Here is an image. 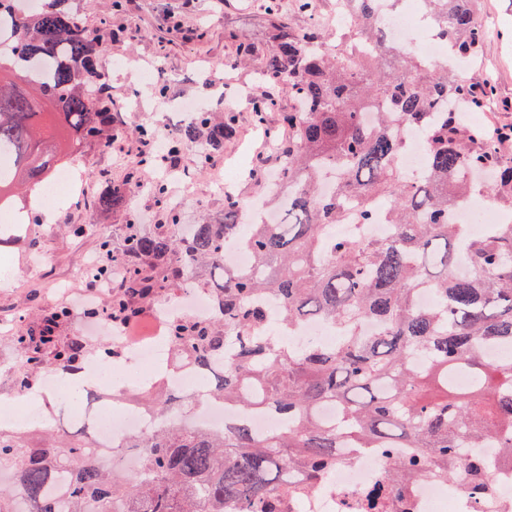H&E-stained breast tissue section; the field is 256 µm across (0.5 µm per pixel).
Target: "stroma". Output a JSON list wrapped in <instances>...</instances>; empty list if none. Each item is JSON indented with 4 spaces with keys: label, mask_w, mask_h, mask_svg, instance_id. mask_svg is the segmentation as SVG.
<instances>
[{
    "label": "stroma",
    "mask_w": 512,
    "mask_h": 512,
    "mask_svg": "<svg viewBox=\"0 0 512 512\" xmlns=\"http://www.w3.org/2000/svg\"><path fill=\"white\" fill-rule=\"evenodd\" d=\"M264 0H126L122 12L110 9V0H72L90 27L101 21L112 25L102 41L98 65L111 69L112 109L124 134L111 152L88 147L85 170L96 189L113 181L131 180L129 203L118 210L99 209L93 199L74 203L46 198L30 207L23 221L33 237L0 250V268L8 269L10 287H0V406H12L15 395L11 369L19 353L13 342L20 329L37 316L63 306L61 284L71 281L83 260L96 250L93 237L75 238L62 230L66 224H101L121 249L131 224L148 229L159 223L163 210L175 208L177 225L167 234L182 235L202 217L217 222L224 217V187L218 177L224 168L238 167V193L246 200L262 197L264 189L242 166L243 154L264 155L267 170L276 167L275 149L266 143L265 127L285 132L284 117L292 107L287 96L267 112L265 126L253 117V103L269 93L261 77L260 59L270 50L273 29ZM481 10L497 18L499 34L488 40L468 62V82L492 81L494 100L484 111L485 128L512 125V0H481ZM254 53L243 58L238 40ZM204 102L223 111L235 127L223 150L202 154L195 147L182 150L169 176L168 193L156 199L144 182L154 171L142 165L141 132L157 129L168 101ZM40 264L39 275L30 268Z\"/></svg>",
    "instance_id": "obj_1"
}]
</instances>
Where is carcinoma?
<instances>
[{
    "instance_id": "1",
    "label": "carcinoma",
    "mask_w": 512,
    "mask_h": 512,
    "mask_svg": "<svg viewBox=\"0 0 512 512\" xmlns=\"http://www.w3.org/2000/svg\"><path fill=\"white\" fill-rule=\"evenodd\" d=\"M0 0V207L23 209L21 187L39 191L56 173L84 157L89 144L108 152L120 129L109 112L110 80L97 66L103 35L68 0ZM315 0H265L275 44L261 60L263 78L294 102L285 117L288 137L269 133L288 180V200L274 222L243 220L248 202L224 194V222L195 224L172 239L131 228L113 256L112 235H95L101 268L128 275L110 309L122 317L158 293L156 264L178 288L222 275L213 286L218 319L176 318L172 367L216 371L206 398L244 412L266 408L285 426L265 437L244 422L221 433L168 422L131 435L112 450L144 452V474L126 480L117 462L99 463L93 440L50 437L40 444L23 430H0V512H283L306 492L326 491L346 437L355 448H377L390 459L386 489L373 498L385 512L387 494L408 495L412 480L466 475L483 486L485 455L498 449L512 463V358L490 361V346H512V222L491 224L479 237L448 219L473 194L474 173L493 177L496 204L512 213V158L500 140L466 127L450 113L464 104L483 109L492 88L472 85L457 71L433 67L387 43L379 0L349 5L336 55L321 49L315 24L288 32V13L309 16ZM434 34L451 55L478 54L484 34L479 0H425ZM234 127L224 116L197 112L174 133L167 150L195 145L203 153L224 146ZM422 137L427 167L400 170L407 134ZM332 189L323 192L325 182ZM128 182L110 184L97 199L124 207ZM385 209L390 239L338 237L337 224H373ZM254 260L242 273L224 265L232 242ZM437 305L423 309L418 291ZM280 304L284 328L321 319L336 343L281 344L267 326L258 296ZM63 312L14 337L21 356L18 394L36 388L33 374L46 356L74 368L76 341L61 344L47 325ZM377 332L364 333L368 322ZM438 374L463 399L421 394V381ZM334 404L340 425L324 422Z\"/></svg>"
}]
</instances>
